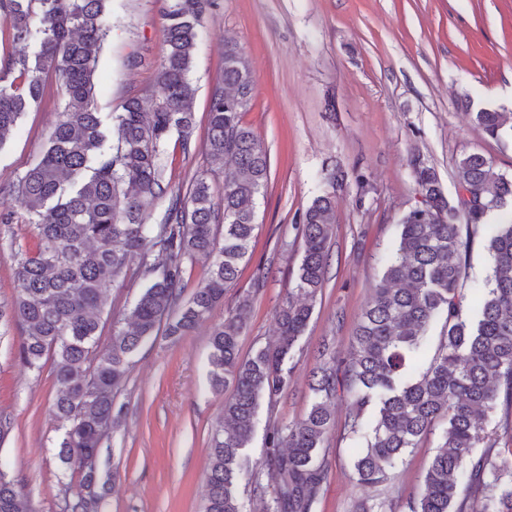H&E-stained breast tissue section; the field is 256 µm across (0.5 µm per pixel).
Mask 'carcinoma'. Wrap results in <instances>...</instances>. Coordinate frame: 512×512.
I'll return each mask as SVG.
<instances>
[{"instance_id": "cac0c4a2", "label": "carcinoma", "mask_w": 512, "mask_h": 512, "mask_svg": "<svg viewBox=\"0 0 512 512\" xmlns=\"http://www.w3.org/2000/svg\"><path fill=\"white\" fill-rule=\"evenodd\" d=\"M108 0H0V20L13 40L39 35L33 56L0 70V145L27 109L40 102L49 76L65 99L42 158L7 187L34 224L39 247L20 256L16 293L0 306V318L21 327L18 353L31 370L52 360L58 386L55 409L70 422L59 458L84 472L68 488L66 512H85L87 489L95 501L102 427L114 421V398L142 344L153 336L178 339L206 321L224 302L250 257L256 201L267 188L270 163L242 121L253 92L243 55L224 51L222 84L210 97L208 151L224 165V195L214 201L207 178L197 176L185 194L170 190L160 166L173 133L188 142L195 124L189 83L202 17L214 0H173L164 13L165 51L158 98L145 109L136 98L112 114V135L93 104L96 55L108 29ZM474 122L490 138L512 137V114L480 109ZM420 205L407 212L352 335V354L341 366L326 360L312 371L313 403L290 424H270L262 469L244 473L243 450L255 428L261 400L273 402L288 388L287 364L312 315V307L288 298L278 314L280 336L242 358L239 340L253 295L211 333L209 377L213 389L232 387L224 419L213 431L204 512H244L238 486L264 512H313L328 466L320 456L336 426L333 402L343 393L346 427L364 440L352 460L359 484L391 480L413 449L436 428L441 445L429 460L420 491L397 504L365 497L354 512H512V462L486 445L484 423L501 405L512 409V178L483 154L456 164L458 187L470 198L452 202L434 168L413 156ZM337 171L299 215L302 257L297 295L323 288L336 223ZM169 197L164 220L147 223L145 211ZM486 239L492 275L473 284L467 303L464 275L475 239ZM209 260L208 276L184 300L183 262ZM149 277L128 312V328L101 341L99 312L105 288L132 265ZM442 323L429 361L418 366L428 332ZM484 447L481 453L475 449ZM0 512H31L24 487L0 462Z\"/></svg>"}]
</instances>
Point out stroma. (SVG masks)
I'll return each instance as SVG.
<instances>
[{
	"label": "stroma",
	"mask_w": 512,
	"mask_h": 512,
	"mask_svg": "<svg viewBox=\"0 0 512 512\" xmlns=\"http://www.w3.org/2000/svg\"><path fill=\"white\" fill-rule=\"evenodd\" d=\"M199 28L189 81L195 89V127L189 143L172 136L161 164L165 180L189 189L205 174L214 198L224 193V167L207 148L208 106L224 69V48L237 46L252 75L253 98L244 123L270 158V179L256 210L251 258L207 322L172 340L157 336L134 358L115 397L121 413L100 454L98 479L107 493L100 512H203L211 433L224 414V393L208 381L210 334L239 294L255 291L242 357L275 344L278 312L294 287L301 259L297 216L318 191V179L348 171L336 191L331 261L313 313L298 342L288 388L261 404L245 450L259 466L269 422L303 418L313 402L310 370L322 346L347 359L361 308L379 280L398 224L419 195L408 166L420 153L449 199H456L455 165L465 154L491 158L512 177V138L495 140L473 122L481 108L512 113V0H216ZM169 0H108L109 31L97 58L94 106L103 118L131 97L155 101L163 55V11ZM142 57L137 68L129 56ZM64 102L55 81L43 100L22 115L0 145V184L16 180L48 146ZM366 194L358 196L357 183ZM0 303L14 294L19 253L36 251L27 213L0 193ZM145 282L128 270L106 290L103 336L124 327ZM253 290V289H252ZM20 329L0 323V412L12 428L0 440V460L21 481L32 512H64L65 489L79 470H63L59 444L67 429L55 414L52 363L28 369L18 357ZM336 428L322 450L329 467L316 512H352L363 497L413 495L441 443L425 438L394 478L375 488L358 485L355 444L336 402Z\"/></svg>",
	"instance_id": "stroma-1"
}]
</instances>
